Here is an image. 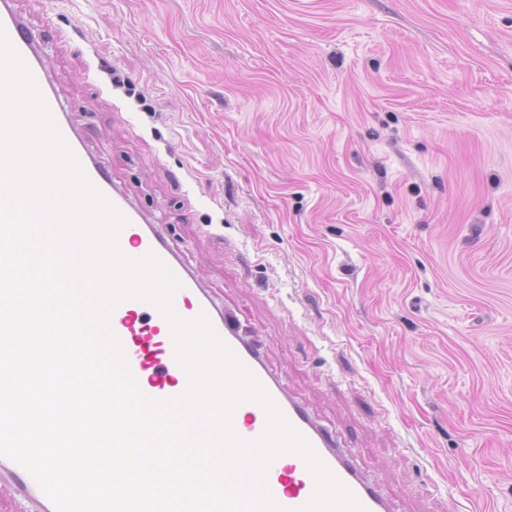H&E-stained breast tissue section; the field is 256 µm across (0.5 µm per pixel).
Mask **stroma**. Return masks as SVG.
Segmentation results:
<instances>
[{
    "label": "stroma",
    "mask_w": 512,
    "mask_h": 512,
    "mask_svg": "<svg viewBox=\"0 0 512 512\" xmlns=\"http://www.w3.org/2000/svg\"><path fill=\"white\" fill-rule=\"evenodd\" d=\"M17 6L114 185L393 512H512V0Z\"/></svg>",
    "instance_id": "obj_1"
}]
</instances>
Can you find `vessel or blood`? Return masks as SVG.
Instances as JSON below:
<instances>
[{
  "label": "vessel or blood",
  "instance_id": "obj_1",
  "mask_svg": "<svg viewBox=\"0 0 512 512\" xmlns=\"http://www.w3.org/2000/svg\"><path fill=\"white\" fill-rule=\"evenodd\" d=\"M0 29L4 30L30 72L63 140L90 182L125 217L126 223L117 236L121 253L131 259L152 253L167 265L180 282L172 299L176 313L186 320L207 315L218 336L252 372L289 425L310 444L364 512H392L383 490L358 471L352 459L341 450L335 435L319 424L268 371L260 348L240 335L233 313L201 286L161 226L145 222L141 211L115 188L107 168L86 150L42 65L41 39L17 12L14 0H0ZM109 326L144 395L165 400L178 397L187 390L189 376L175 358L171 325L155 306L135 299L123 300L112 310ZM231 427L242 440H258L267 427L266 411L257 402H242L232 412ZM1 468L8 469L14 482L9 486L0 484V512H17V500L21 497L37 503L36 512H56L53 502L23 467L0 456ZM266 484L283 512H300L316 490L315 478L306 461L293 452L280 454L270 463Z\"/></svg>",
  "mask_w": 512,
  "mask_h": 512
}]
</instances>
